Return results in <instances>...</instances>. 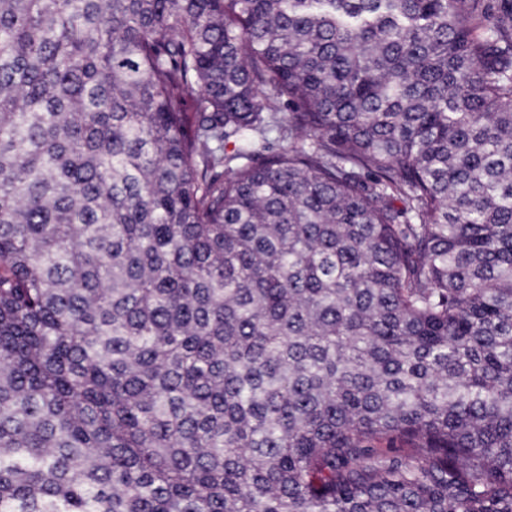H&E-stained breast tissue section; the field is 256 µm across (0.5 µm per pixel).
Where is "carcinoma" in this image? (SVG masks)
<instances>
[{
  "mask_svg": "<svg viewBox=\"0 0 512 512\" xmlns=\"http://www.w3.org/2000/svg\"><path fill=\"white\" fill-rule=\"evenodd\" d=\"M0 512H512V0H0Z\"/></svg>",
  "mask_w": 512,
  "mask_h": 512,
  "instance_id": "cac0c4a2",
  "label": "carcinoma"
}]
</instances>
